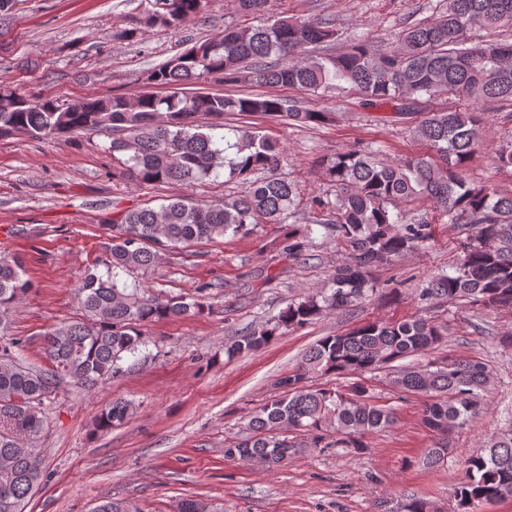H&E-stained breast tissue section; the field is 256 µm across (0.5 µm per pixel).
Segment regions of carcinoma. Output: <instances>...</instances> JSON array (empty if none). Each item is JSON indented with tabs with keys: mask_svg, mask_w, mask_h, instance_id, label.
<instances>
[{
	"mask_svg": "<svg viewBox=\"0 0 512 512\" xmlns=\"http://www.w3.org/2000/svg\"><path fill=\"white\" fill-rule=\"evenodd\" d=\"M245 14L268 13L270 0H237ZM209 0H147L136 24L178 27L205 11ZM512 28V0H448L438 17L403 27L384 48L359 35L340 53L321 49L337 37L323 19L279 16L256 26L224 28L218 38L194 43L148 75L167 94L90 96L81 100L0 96V138L23 135L41 140L55 135L114 133L110 148L120 174L139 184H190L217 178L242 179L243 194L212 204L178 197L158 207L132 209L108 225L102 267L85 271L77 289L82 317L44 334L51 368L38 369L15 355L8 337V313L32 288L16 256L0 253V512H25L44 477L42 458L32 445L44 429L42 405L64 379L91 390L123 372L126 359L145 343L151 322L202 316L212 310L206 283L191 296H168L141 285L156 274L163 255L198 241L248 233L252 224H286L299 218L300 187L278 176L285 159L280 142L250 126H230L224 115H261L289 125L328 124L334 113L307 106L305 96L327 92L338 82L359 92L365 108L390 106L421 112L415 135L435 157H406L384 164L380 149H350L326 160L335 193L315 196L311 223L349 250L351 262L334 270L327 285L288 306L265 325L243 331L225 345L232 357L257 351L284 330L302 327L333 310H352L379 292L373 270L391 265L432 237V208L464 239L459 258L412 289L428 305L435 301L474 313L512 308V194L489 180L466 178L488 112L512 103V42L470 46L471 29ZM226 85L254 83L262 95L190 92L205 78ZM291 88L285 97L275 88ZM447 95L472 108L430 110L426 103ZM496 168L512 169V132L494 156ZM254 173L261 177L254 180ZM403 202L412 211L393 212ZM448 328L426 317L366 321L345 333L326 336L305 353L297 370L283 377V395L260 406L246 435L231 444L234 454L267 468L288 461L294 449L365 447L363 438L393 423L392 412L374 403L360 382L339 389L309 384L315 375L363 376L396 367L395 385L408 394H428L423 423L433 442L426 464L439 465L448 452V428L458 430L482 408L490 374L486 364L450 357L424 366L397 362L425 354L447 336ZM132 405L115 400L94 419L103 432L124 423ZM302 437L297 442L291 434ZM512 496V430L466 461L465 479L454 489L462 512Z\"/></svg>",
	"mask_w": 512,
	"mask_h": 512,
	"instance_id": "1",
	"label": "carcinoma"
}]
</instances>
